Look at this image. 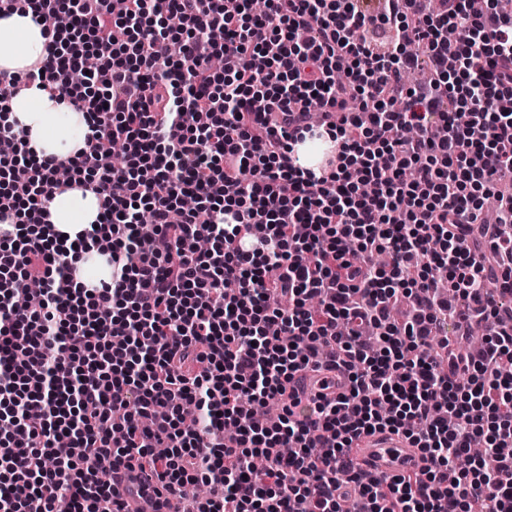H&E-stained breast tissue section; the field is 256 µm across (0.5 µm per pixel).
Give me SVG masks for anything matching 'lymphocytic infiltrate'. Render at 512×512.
Wrapping results in <instances>:
<instances>
[{
	"instance_id": "1",
	"label": "lymphocytic infiltrate",
	"mask_w": 512,
	"mask_h": 512,
	"mask_svg": "<svg viewBox=\"0 0 512 512\" xmlns=\"http://www.w3.org/2000/svg\"><path fill=\"white\" fill-rule=\"evenodd\" d=\"M24 2L49 55L0 81V105L35 84L90 133L62 181L64 163L0 127L15 143L0 156V512H126L118 467L209 485L195 512H512V192L497 190L512 15L495 0ZM424 64L432 80L409 84ZM309 138L334 143L325 167L298 165ZM74 186L102 212L67 245L48 204ZM93 248L112 279L90 288ZM33 280L38 306L16 305ZM458 298L497 324L479 351L448 335ZM339 366L345 393L289 395ZM384 430L420 473L355 464L354 440ZM477 436L486 452L468 456Z\"/></svg>"
}]
</instances>
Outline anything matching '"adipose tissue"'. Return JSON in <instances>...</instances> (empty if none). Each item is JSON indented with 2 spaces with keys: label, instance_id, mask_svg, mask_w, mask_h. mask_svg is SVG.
Returning a JSON list of instances; mask_svg holds the SVG:
<instances>
[{
  "label": "adipose tissue",
  "instance_id": "obj_1",
  "mask_svg": "<svg viewBox=\"0 0 512 512\" xmlns=\"http://www.w3.org/2000/svg\"><path fill=\"white\" fill-rule=\"evenodd\" d=\"M49 41L44 25L32 16L0 17V73L26 72L46 57ZM0 121L23 131L38 154L61 160L73 157L90 132L83 113L75 110L69 99L50 96L35 85L9 101ZM49 211L56 230L72 241L98 219L102 201L92 192L76 188L55 194Z\"/></svg>",
  "mask_w": 512,
  "mask_h": 512
}]
</instances>
